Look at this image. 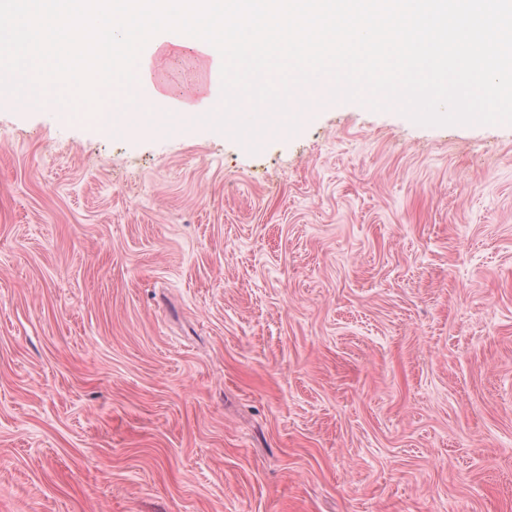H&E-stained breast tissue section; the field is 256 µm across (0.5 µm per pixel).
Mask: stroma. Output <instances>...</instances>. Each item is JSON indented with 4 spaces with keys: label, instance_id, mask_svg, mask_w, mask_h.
I'll return each instance as SVG.
<instances>
[{
    "label": "stroma",
    "instance_id": "35a3bbf8",
    "mask_svg": "<svg viewBox=\"0 0 512 512\" xmlns=\"http://www.w3.org/2000/svg\"><path fill=\"white\" fill-rule=\"evenodd\" d=\"M124 111L0 97V512H512V124Z\"/></svg>",
    "mask_w": 512,
    "mask_h": 512
}]
</instances>
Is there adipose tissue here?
I'll use <instances>...</instances> for the list:
<instances>
[{
	"label": "adipose tissue",
	"instance_id": "adipose-tissue-1",
	"mask_svg": "<svg viewBox=\"0 0 512 512\" xmlns=\"http://www.w3.org/2000/svg\"><path fill=\"white\" fill-rule=\"evenodd\" d=\"M239 8L228 7L226 0H64L70 36L75 45L92 42L95 58H81L85 79L81 89L62 87L54 71L31 74L28 81L36 87L50 86L54 96L68 110L69 117L84 125L99 128L111 120L122 88L115 78L116 57H123L152 124L169 125L171 113L160 111L166 95L143 72L156 68L166 73L174 57L190 54L192 58H210L218 62V50L224 37L238 33L250 19L273 17L288 22L298 31L291 50L302 47V35L320 27L336 29L337 0H242ZM348 24L358 31H375L391 20H405L422 11L436 14L444 0H391L389 10L379 11L374 0H348Z\"/></svg>",
	"mask_w": 512,
	"mask_h": 512
}]
</instances>
